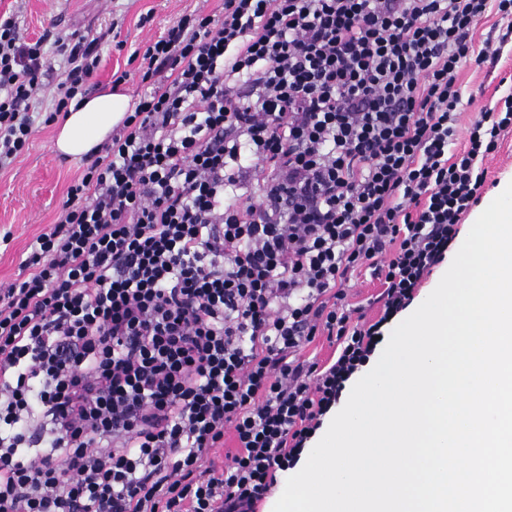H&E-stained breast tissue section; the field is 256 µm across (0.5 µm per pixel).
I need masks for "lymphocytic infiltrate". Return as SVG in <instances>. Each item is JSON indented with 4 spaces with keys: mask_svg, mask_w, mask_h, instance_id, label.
Masks as SVG:
<instances>
[{
    "mask_svg": "<svg viewBox=\"0 0 512 512\" xmlns=\"http://www.w3.org/2000/svg\"><path fill=\"white\" fill-rule=\"evenodd\" d=\"M509 43L512 0H224L149 44L132 112L0 289V512H251L479 201L512 102L459 130V73ZM97 44L56 43L58 108ZM47 61L0 14V169ZM363 269L373 316L345 302ZM320 336L331 358H302ZM498 15L494 12H488L477 24L474 34L473 40L476 48H483L485 41L487 38L496 37L498 34V23L499 21ZM497 31V32H496Z\"/></svg>",
    "mask_w": 512,
    "mask_h": 512,
    "instance_id": "obj_1",
    "label": "lymphocytic infiltrate"
}]
</instances>
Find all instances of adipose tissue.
Segmentation results:
<instances>
[{"label": "adipose tissue", "instance_id": "obj_1", "mask_svg": "<svg viewBox=\"0 0 512 512\" xmlns=\"http://www.w3.org/2000/svg\"><path fill=\"white\" fill-rule=\"evenodd\" d=\"M131 110L129 97L110 90L70 106L57 130L58 152L80 158L96 152Z\"/></svg>", "mask_w": 512, "mask_h": 512}]
</instances>
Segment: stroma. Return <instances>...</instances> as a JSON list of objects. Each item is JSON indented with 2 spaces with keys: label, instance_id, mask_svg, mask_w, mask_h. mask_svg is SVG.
I'll use <instances>...</instances> for the list:
<instances>
[{
  "label": "stroma",
  "instance_id": "obj_1",
  "mask_svg": "<svg viewBox=\"0 0 512 512\" xmlns=\"http://www.w3.org/2000/svg\"><path fill=\"white\" fill-rule=\"evenodd\" d=\"M223 10L224 0H0V13L17 14L28 42L48 31L74 40L101 36L100 64L90 94L111 88L112 74L120 69L130 73L123 89L133 99L142 91L139 64L131 59L134 51L145 50L183 15H218ZM64 70L61 57L50 56L33 99L36 122L29 146L8 169L0 170V288L16 279L21 258L36 237L53 230L69 186L87 165L86 160L69 159L53 149L57 125L47 117L55 107L53 93ZM460 84V126H467L480 110L503 108L512 96V45L503 47L496 66L464 65ZM482 166L488 185L483 201L488 204L499 185L512 178V130L501 136L497 150Z\"/></svg>",
  "mask_w": 512,
  "mask_h": 512
}]
</instances>
